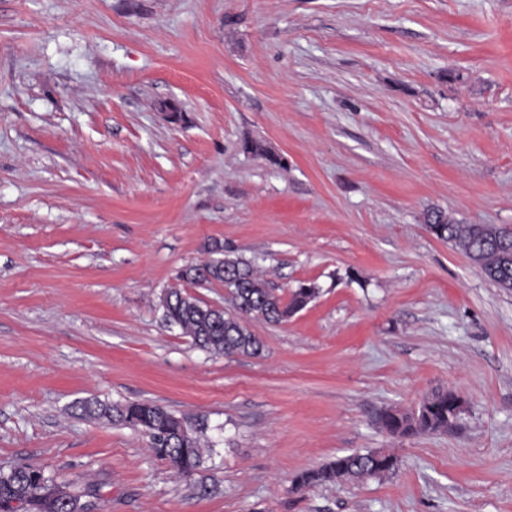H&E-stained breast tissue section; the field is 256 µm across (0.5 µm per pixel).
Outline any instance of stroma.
<instances>
[{
    "label": "stroma",
    "instance_id": "stroma-1",
    "mask_svg": "<svg viewBox=\"0 0 512 512\" xmlns=\"http://www.w3.org/2000/svg\"><path fill=\"white\" fill-rule=\"evenodd\" d=\"M431 209L512 229V0H0V469L95 512H512V290ZM213 239L320 288L260 355L163 319ZM439 391L453 430H384ZM88 396L203 425L202 471ZM369 450L398 470L293 491Z\"/></svg>",
    "mask_w": 512,
    "mask_h": 512
}]
</instances>
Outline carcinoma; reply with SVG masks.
Listing matches in <instances>:
<instances>
[{
    "instance_id": "carcinoma-1",
    "label": "carcinoma",
    "mask_w": 512,
    "mask_h": 512,
    "mask_svg": "<svg viewBox=\"0 0 512 512\" xmlns=\"http://www.w3.org/2000/svg\"><path fill=\"white\" fill-rule=\"evenodd\" d=\"M424 223L436 238L462 248L480 272L497 287L512 290V231L493 224H461L443 211L426 213ZM209 251L217 258L199 265H186L178 280L197 286L219 283L235 300L233 311L222 315L203 301L174 289L162 300L165 320L179 327L193 343L214 354H257L259 339L247 329L242 317L262 319L270 323L288 321L305 309L318 294L313 283H300L284 294L277 292L255 271L251 262L224 248L215 240ZM438 392L424 398L418 410L387 409L380 415L384 429L393 437L448 431V397ZM72 413L97 421L133 428L149 439L154 454L169 463L183 477L197 474L204 463L205 448L198 434L182 433L181 418L149 401L107 403L95 397L81 399L71 405ZM398 457L388 451L350 453L315 469L301 472L292 489L301 491L313 485L358 482L370 477L394 473ZM54 477L41 467L17 463L7 471L0 470V512H15L11 502L25 501L23 512H84L89 488L67 484L65 499L40 494L44 483Z\"/></svg>"
}]
</instances>
